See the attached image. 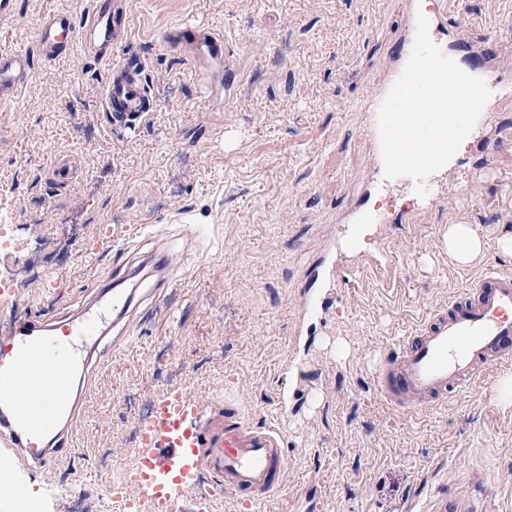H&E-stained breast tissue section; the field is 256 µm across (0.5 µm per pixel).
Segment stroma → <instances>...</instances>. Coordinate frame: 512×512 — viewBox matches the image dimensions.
Masks as SVG:
<instances>
[{
    "label": "stroma",
    "mask_w": 512,
    "mask_h": 512,
    "mask_svg": "<svg viewBox=\"0 0 512 512\" xmlns=\"http://www.w3.org/2000/svg\"><path fill=\"white\" fill-rule=\"evenodd\" d=\"M89 0H13L0 17V52L23 50L28 82L0 106V358L12 326L34 313L96 318V336L73 348L82 393L57 430L75 451L33 468L0 439V463L39 500L40 512H122L105 494L137 458V427L152 399L182 386L203 403L238 396L257 425L279 426L286 478L262 512H294L309 489L312 512H512V404L491 379L429 413L399 411L378 392L382 349L466 288L478 268L441 249L443 229L468 224L486 265L512 269L497 239L512 230V145L485 160L475 138L462 173L425 223L385 232L391 282L362 274L326 288V242L343 211L417 206L395 188L362 197L369 145L362 114L382 57L403 35L401 0H133L127 38L111 61L84 51L50 59L39 22ZM468 36L512 51V0H459L451 14ZM227 41L229 62L203 75L164 47L183 22ZM141 70L153 102L132 127L101 104L111 63ZM78 168L56 184L53 160ZM134 289L126 314L112 291ZM23 290L24 304L14 292ZM322 296L326 312L303 311Z\"/></svg>",
    "instance_id": "obj_1"
}]
</instances>
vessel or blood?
<instances>
[{
    "label": "vessel or blood",
    "instance_id": "vessel-or-blood-1",
    "mask_svg": "<svg viewBox=\"0 0 512 512\" xmlns=\"http://www.w3.org/2000/svg\"><path fill=\"white\" fill-rule=\"evenodd\" d=\"M130 0H91L88 22L76 25L73 14L59 11L38 26V43L44 55L54 58L96 41L106 46L128 34ZM425 14L429 34L437 46L446 41L466 45L464 31L448 24L447 0H435L431 10H422L419 0H407V27L400 49L383 64L379 79L369 91L371 108L366 116V134L373 166L368 180L371 192L388 185L384 175L379 133V111L411 55L418 14ZM168 46L185 47L190 57L210 71L223 69L226 45L223 37L200 24L179 25L165 34ZM473 76L485 80L491 97L480 116L488 122L491 112L512 108V88L502 77L512 71V55H489L477 50ZM111 79L102 102L114 121L132 123L144 118L152 101L138 69L127 64L111 67ZM31 61L23 51L0 53V101L25 84ZM427 194L420 208L377 213L354 207L341 225L333 244L334 263L329 282L357 275L365 268L379 271L391 267L387 241L373 249L360 247L359 238L368 224H417L425 213L446 201L440 182L426 179ZM98 332L94 320L57 325L54 336L23 340L11 355L7 369L0 371V406L10 419L0 422L7 429L10 447L33 465H44L53 453L73 451L71 439H60L57 449L43 446L53 415L72 400L75 359L72 337H90ZM512 368V273L492 270L467 288L451 293L448 305L398 346L388 348L374 366L372 376L386 402L395 408L427 409L458 390ZM199 402L181 386H171L155 396L147 417L139 425L141 448L136 465L112 495L126 512H178L187 488H195L201 512H209L224 494H235L247 512L275 493L285 472L282 437L270 426H256L245 417L239 403L225 400L209 409L204 424H194Z\"/></svg>",
    "mask_w": 512,
    "mask_h": 512
}]
</instances>
